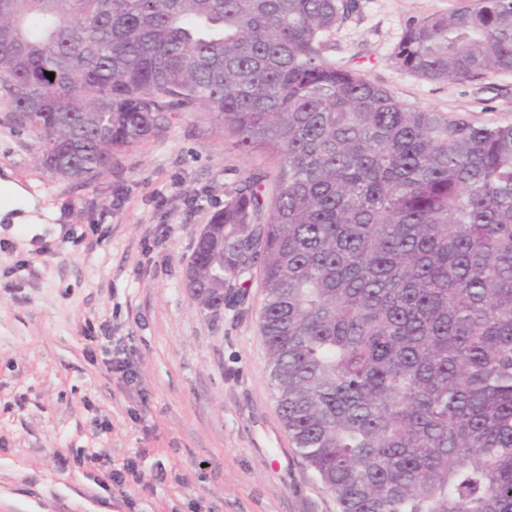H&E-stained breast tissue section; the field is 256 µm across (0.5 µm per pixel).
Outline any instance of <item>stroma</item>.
<instances>
[{
  "label": "stroma",
  "mask_w": 512,
  "mask_h": 512,
  "mask_svg": "<svg viewBox=\"0 0 512 512\" xmlns=\"http://www.w3.org/2000/svg\"><path fill=\"white\" fill-rule=\"evenodd\" d=\"M472 2L357 0L328 54L408 105L512 124V71L441 83L392 59L410 23ZM42 153L0 103V170L46 210L0 223V512H340L284 429L258 279L215 314L184 283L203 225L269 160L201 109L84 180Z\"/></svg>",
  "instance_id": "stroma-1"
}]
</instances>
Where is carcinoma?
Here are the masks:
<instances>
[{"instance_id":"carcinoma-1","label":"carcinoma","mask_w":512,"mask_h":512,"mask_svg":"<svg viewBox=\"0 0 512 512\" xmlns=\"http://www.w3.org/2000/svg\"><path fill=\"white\" fill-rule=\"evenodd\" d=\"M352 8L0 0V94L68 179L199 107L270 157L199 239L196 287L256 270L294 447L340 512H512V125L330 60ZM392 58L446 83L512 71V0L415 21Z\"/></svg>"}]
</instances>
